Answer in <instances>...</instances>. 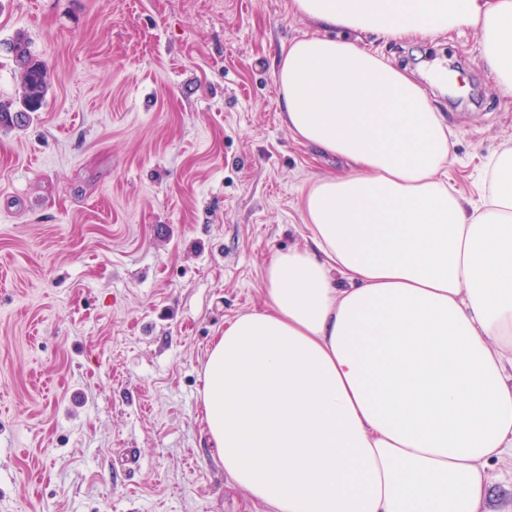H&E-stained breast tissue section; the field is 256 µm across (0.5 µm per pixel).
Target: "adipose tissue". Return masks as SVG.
<instances>
[{
	"mask_svg": "<svg viewBox=\"0 0 512 512\" xmlns=\"http://www.w3.org/2000/svg\"><path fill=\"white\" fill-rule=\"evenodd\" d=\"M289 132L347 172L312 180L303 246L209 349L201 402L231 482L268 512H499L512 462V148L480 205L449 183L442 112L356 37L473 29L512 93V0H292ZM494 490L496 491L500 507L512 512V473L511 464L496 463L487 469Z\"/></svg>",
	"mask_w": 512,
	"mask_h": 512,
	"instance_id": "adipose-tissue-1",
	"label": "adipose tissue"
}]
</instances>
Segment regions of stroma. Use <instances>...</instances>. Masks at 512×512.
Listing matches in <instances>:
<instances>
[{"instance_id": "stroma-1", "label": "stroma", "mask_w": 512, "mask_h": 512, "mask_svg": "<svg viewBox=\"0 0 512 512\" xmlns=\"http://www.w3.org/2000/svg\"><path fill=\"white\" fill-rule=\"evenodd\" d=\"M310 30L291 0H0V100L16 34L52 73L0 128V512H265L225 476L199 391L270 257L303 244L308 184L343 168L282 122L281 50ZM361 42L421 84L468 79L473 99L433 91L476 194L512 147L476 32Z\"/></svg>"}]
</instances>
